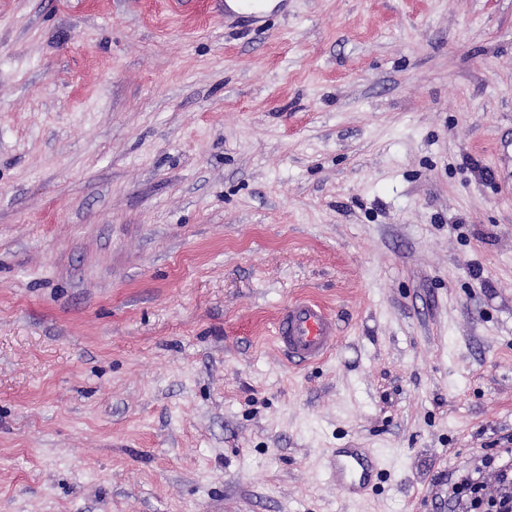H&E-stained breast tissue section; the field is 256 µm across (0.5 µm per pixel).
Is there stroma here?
<instances>
[{
    "label": "stroma",
    "mask_w": 512,
    "mask_h": 512,
    "mask_svg": "<svg viewBox=\"0 0 512 512\" xmlns=\"http://www.w3.org/2000/svg\"><path fill=\"white\" fill-rule=\"evenodd\" d=\"M217 2L0 0V512H449L512 436V0ZM274 339L289 363L296 366L324 361L339 342L336 319L320 303L301 299L277 315ZM385 471L380 458L366 448L336 450L327 457L325 464L327 480L352 496L374 491Z\"/></svg>",
    "instance_id": "stroma-1"
}]
</instances>
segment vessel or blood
Masks as SVG:
<instances>
[{
	"mask_svg": "<svg viewBox=\"0 0 512 512\" xmlns=\"http://www.w3.org/2000/svg\"><path fill=\"white\" fill-rule=\"evenodd\" d=\"M274 339L289 363L301 366L324 361L336 349L339 329L335 318L320 303L301 299L277 315ZM385 470L380 458L365 448H348L328 456L329 482L355 496L374 491Z\"/></svg>",
	"mask_w": 512,
	"mask_h": 512,
	"instance_id": "b4317fda",
	"label": "vessel or blood"
}]
</instances>
